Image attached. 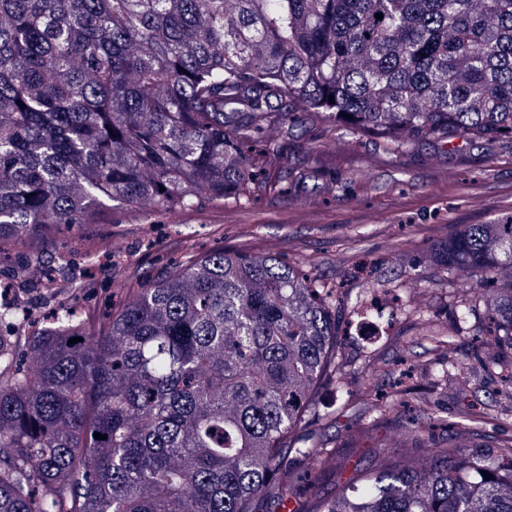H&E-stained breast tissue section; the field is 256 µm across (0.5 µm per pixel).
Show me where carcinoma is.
Instances as JSON below:
<instances>
[{
	"instance_id": "obj_1",
	"label": "carcinoma",
	"mask_w": 512,
	"mask_h": 512,
	"mask_svg": "<svg viewBox=\"0 0 512 512\" xmlns=\"http://www.w3.org/2000/svg\"><path fill=\"white\" fill-rule=\"evenodd\" d=\"M383 18L378 20L375 14ZM334 103H329V96ZM343 125L392 153L512 136V0H0V239L252 184L246 135ZM428 262L483 286L512 349V213ZM315 282L224 251L106 319L0 304V512H256L336 367ZM474 317L454 307L455 328ZM82 338L75 344L72 338ZM101 433L106 439L94 437ZM380 450L294 512H512V437ZM488 476H483L482 472Z\"/></svg>"
}]
</instances>
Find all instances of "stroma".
Masks as SVG:
<instances>
[{"instance_id": "1", "label": "stroma", "mask_w": 512, "mask_h": 512, "mask_svg": "<svg viewBox=\"0 0 512 512\" xmlns=\"http://www.w3.org/2000/svg\"><path fill=\"white\" fill-rule=\"evenodd\" d=\"M257 180L287 166L274 189L239 202L203 200L193 210L131 214L109 224H76L44 247L43 267L71 252L87 293L77 306L116 315L146 282L190 259L224 250L274 256L300 273L335 284L340 366L318 388L305 416L307 445L336 461L337 470L288 457L291 492L304 503L329 493L337 480L368 466L379 449L402 454L414 429L439 439L469 440L465 426L512 421L505 376L482 360L512 359L493 336L463 330L450 342L424 336L404 307L452 327L455 302L474 282L463 274L438 280L414 260L463 224H486L512 213V138L453 145L422 141L406 152L385 151L376 137L343 126L304 124L279 150L263 139L242 140ZM378 301L388 312L369 324L362 307ZM450 366L438 381V365Z\"/></svg>"}]
</instances>
